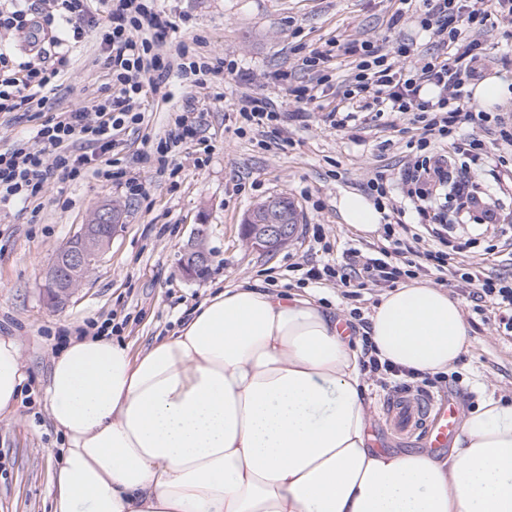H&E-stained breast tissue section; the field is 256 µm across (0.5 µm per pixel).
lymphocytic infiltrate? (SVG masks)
<instances>
[{"instance_id": "1", "label": "lymphocytic infiltrate", "mask_w": 512, "mask_h": 512, "mask_svg": "<svg viewBox=\"0 0 512 512\" xmlns=\"http://www.w3.org/2000/svg\"><path fill=\"white\" fill-rule=\"evenodd\" d=\"M46 13L30 10L27 0H0V34L23 42V49L0 47V112L42 111L46 94L80 48L95 33L100 58L111 82L91 106L80 105L45 120L33 140H17L0 150V212L39 201L52 174L78 181L93 175L123 184L139 196L143 186L121 168L104 165L117 135L141 124L137 104L145 88L171 80L201 87L234 63L200 52V37L177 42L172 53L161 47L177 32L157 0H112L106 20L93 15L88 0H44ZM411 11L437 49L388 39L353 40L343 49L352 58V78L332 88L325 72L330 51H311L302 59L313 83L294 88L297 106L286 112L266 97L244 95L237 114L249 127L269 129L274 140L290 143L294 125L314 118V104L328 90L338 101L323 122L360 140L370 117L389 116L421 128L406 143L407 156L397 177L378 174L365 186L385 223L377 244L344 248L340 259L323 266L295 263L304 281H335L345 298L373 288H393L424 275L470 299L478 314L492 315L499 336L512 341V226L502 223L498 197L512 189V113L489 112L466 87L480 79L478 64L487 55L488 33L512 39V0H398L392 15L400 22ZM499 147L490 155L488 143ZM491 163L492 182L474 167ZM483 244L480 260L466 258ZM369 377L396 393L430 395L436 374L414 372L380 361L366 331L369 323L351 311Z\"/></svg>"}]
</instances>
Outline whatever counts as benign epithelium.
I'll list each match as a JSON object with an SVG mask.
<instances>
[{
    "label": "benign epithelium",
    "instance_id": "obj_1",
    "mask_svg": "<svg viewBox=\"0 0 512 512\" xmlns=\"http://www.w3.org/2000/svg\"><path fill=\"white\" fill-rule=\"evenodd\" d=\"M100 223L83 224L80 231L70 238L56 253L46 276L45 292L51 304L60 306L68 302L82 279L77 271H86L112 241V231L119 215L111 207L102 205L97 210ZM296 225L288 221L280 198L271 197L252 208L245 224L249 245L260 251H273L293 237ZM206 225H196L192 240L184 247L180 267L189 278L197 276L199 267L208 264L209 253L204 243Z\"/></svg>",
    "mask_w": 512,
    "mask_h": 512
}]
</instances>
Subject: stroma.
<instances>
[{"label":"stroma","instance_id":"35a3bbf8","mask_svg":"<svg viewBox=\"0 0 512 512\" xmlns=\"http://www.w3.org/2000/svg\"><path fill=\"white\" fill-rule=\"evenodd\" d=\"M161 8L184 17L182 33L204 37L208 51L236 60L245 74L228 71L190 92L177 82L147 91L140 105L143 122L120 134L112 154L117 166L142 183L144 195L128 196L101 178L69 182L54 175L38 212L17 207L0 213V336L16 338L27 374L13 413L0 416V512H51V482L65 440L49 417L46 387L53 360L70 337L107 322L113 338L136 354L170 335L226 284L257 279L273 291L298 292L293 263L321 264L346 245L378 239L345 224L337 203L345 193L361 192L377 171L399 168L408 133L382 124L354 142L315 122L279 146L270 134L240 130L235 102L248 92L294 109L292 96L269 82V74L288 70L292 85L307 81L302 57L335 39L386 34L426 43L416 18L391 26L395 0H163ZM108 83L92 42H85L49 92L44 111L0 114V149L17 135L34 134L54 113L91 105ZM189 93L199 109V132L175 156L179 172L172 180L157 172L150 154L173 130ZM275 195L294 201L299 223L288 244L262 252L246 243L241 224L255 204ZM315 199L322 209L312 208ZM102 205L120 212L109 248L66 305L50 306L43 284L58 249ZM199 224L208 227L209 270L204 278L188 280L179 272V259ZM316 224L323 229V248L315 252L308 245ZM461 307L472 345L454 368L460 382L443 383V392L512 401V343L500 339L493 318L476 314L469 300ZM369 397L371 428L386 449H425L422 435L392 432L379 384L370 383Z\"/></svg>","mask_w":512,"mask_h":512}]
</instances>
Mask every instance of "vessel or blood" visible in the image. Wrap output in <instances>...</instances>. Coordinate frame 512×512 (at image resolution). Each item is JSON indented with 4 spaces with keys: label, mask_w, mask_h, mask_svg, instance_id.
<instances>
[{
    "label": "vessel or blood",
    "mask_w": 512,
    "mask_h": 512,
    "mask_svg": "<svg viewBox=\"0 0 512 512\" xmlns=\"http://www.w3.org/2000/svg\"><path fill=\"white\" fill-rule=\"evenodd\" d=\"M388 417L399 434L422 432L431 449L451 447L462 427L458 403L452 398L416 400L400 394L391 400Z\"/></svg>",
    "instance_id": "b4317fda"
}]
</instances>
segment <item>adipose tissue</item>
<instances>
[{"label":"adipose tissue","mask_w":512,"mask_h":512,"mask_svg":"<svg viewBox=\"0 0 512 512\" xmlns=\"http://www.w3.org/2000/svg\"><path fill=\"white\" fill-rule=\"evenodd\" d=\"M338 208L364 234L381 221L358 193ZM368 320L380 360L419 372L448 371L470 345L460 303L420 278ZM339 324L243 281L140 353L69 341L47 387L65 438L53 512H512V402L487 396L444 458L369 448L362 349ZM25 377L0 336V414Z\"/></svg>","instance_id":"1"}]
</instances>
